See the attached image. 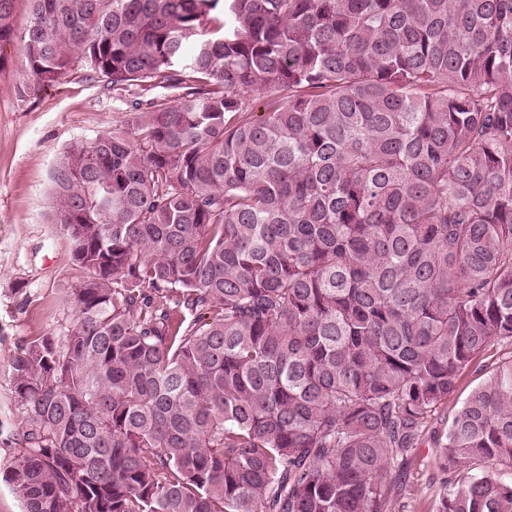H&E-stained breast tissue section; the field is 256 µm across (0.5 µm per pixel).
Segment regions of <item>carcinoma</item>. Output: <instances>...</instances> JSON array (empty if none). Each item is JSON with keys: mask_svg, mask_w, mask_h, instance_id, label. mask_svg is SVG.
<instances>
[{"mask_svg": "<svg viewBox=\"0 0 512 512\" xmlns=\"http://www.w3.org/2000/svg\"><path fill=\"white\" fill-rule=\"evenodd\" d=\"M29 2L19 94L77 55L175 96L54 175L88 276L9 360L24 512H392L512 343V0ZM434 466V512H512V359ZM482 373L475 368L466 372L459 382L457 391L448 399V405L441 409L432 425H430L425 443L417 448L408 458L405 467V478L397 493L393 512H430L435 488L430 486L434 472V438L447 431L448 423L461 406L470 390L482 381ZM442 419V422L440 421ZM435 431V432H434Z\"/></svg>", "mask_w": 512, "mask_h": 512, "instance_id": "obj_1", "label": "carcinoma"}]
</instances>
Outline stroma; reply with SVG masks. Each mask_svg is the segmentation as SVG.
<instances>
[{
	"label": "stroma",
	"instance_id": "obj_1",
	"mask_svg": "<svg viewBox=\"0 0 512 512\" xmlns=\"http://www.w3.org/2000/svg\"><path fill=\"white\" fill-rule=\"evenodd\" d=\"M19 43L0 47V460L14 447L23 415L15 402L10 356L38 336H64L73 320L69 300L86 273L71 243L52 224L53 174L75 145L121 125L129 109L104 78L73 60L59 83L18 96ZM483 379L466 372L409 457L393 512H431L434 437L444 434L470 390Z\"/></svg>",
	"mask_w": 512,
	"mask_h": 512
}]
</instances>
